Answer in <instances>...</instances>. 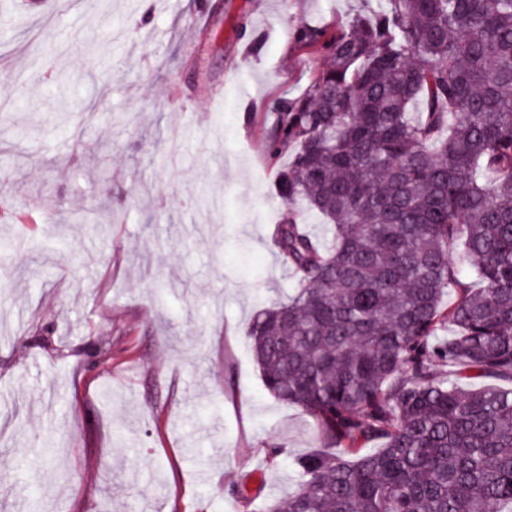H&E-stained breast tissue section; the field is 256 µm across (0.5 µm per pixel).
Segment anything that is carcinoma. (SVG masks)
<instances>
[{"mask_svg":"<svg viewBox=\"0 0 512 512\" xmlns=\"http://www.w3.org/2000/svg\"><path fill=\"white\" fill-rule=\"evenodd\" d=\"M381 2L298 27L324 64L265 137L271 160L288 153L269 237L295 285L246 339L266 390L330 450L288 462L284 499L232 496L261 512H512V0Z\"/></svg>","mask_w":512,"mask_h":512,"instance_id":"1","label":"carcinoma"}]
</instances>
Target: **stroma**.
<instances>
[{
  "label": "stroma",
  "mask_w": 512,
  "mask_h": 512,
  "mask_svg": "<svg viewBox=\"0 0 512 512\" xmlns=\"http://www.w3.org/2000/svg\"><path fill=\"white\" fill-rule=\"evenodd\" d=\"M214 2L0 0V512H259L324 446L245 341L294 286L264 137L295 29L381 3Z\"/></svg>",
  "instance_id": "35a3bbf8"
}]
</instances>
